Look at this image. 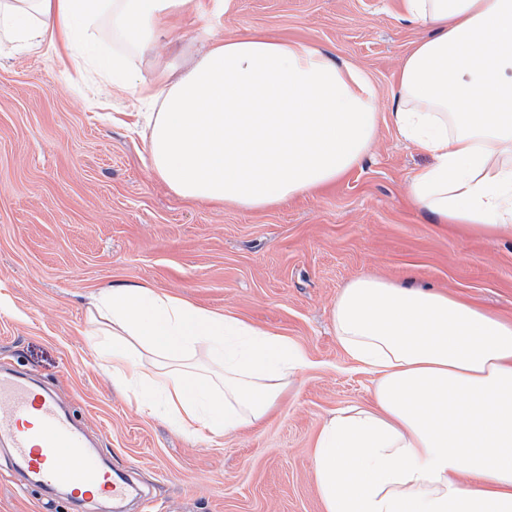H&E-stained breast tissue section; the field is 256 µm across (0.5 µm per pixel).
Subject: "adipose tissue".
Here are the masks:
<instances>
[{"instance_id":"ef3b65f1","label":"adipose tissue","mask_w":512,"mask_h":512,"mask_svg":"<svg viewBox=\"0 0 512 512\" xmlns=\"http://www.w3.org/2000/svg\"><path fill=\"white\" fill-rule=\"evenodd\" d=\"M187 0H0V37L84 49L108 86L137 89L156 174L180 198L264 209L358 167L378 130L369 74L303 42L211 39L150 82L126 51L176 39ZM429 27L406 55L389 120L433 161L410 179L438 224L512 237V0H402ZM122 50L90 39L103 21ZM95 344L142 409L217 438L264 422L310 361L294 341L146 285L90 298ZM372 377L368 403L320 428L323 512H512V321L444 292L363 275L331 311Z\"/></svg>"}]
</instances>
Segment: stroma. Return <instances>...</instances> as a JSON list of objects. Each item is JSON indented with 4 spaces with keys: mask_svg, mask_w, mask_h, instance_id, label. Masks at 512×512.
<instances>
[{
    "mask_svg": "<svg viewBox=\"0 0 512 512\" xmlns=\"http://www.w3.org/2000/svg\"><path fill=\"white\" fill-rule=\"evenodd\" d=\"M180 40L128 56L131 70H186L210 36L268 32L368 72L379 126L363 163L325 190L246 210L176 196L154 172L149 105L49 43L0 41V363L49 388L92 449L141 495L123 512H322L314 439L336 410L368 402L370 377L340 348L336 297L373 274L443 290L512 318V238L458 234L415 209L410 176L431 156L389 122L400 66L426 29L401 0L188 4ZM147 284L298 343L312 362L259 427L212 442L138 409L92 350L88 298ZM0 512H116L30 487L0 444Z\"/></svg>",
    "mask_w": 512,
    "mask_h": 512,
    "instance_id": "35a3bbf8",
    "label": "stroma"
}]
</instances>
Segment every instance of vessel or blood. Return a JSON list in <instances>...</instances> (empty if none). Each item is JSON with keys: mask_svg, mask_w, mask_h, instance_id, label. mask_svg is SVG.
<instances>
[{"mask_svg": "<svg viewBox=\"0 0 512 512\" xmlns=\"http://www.w3.org/2000/svg\"><path fill=\"white\" fill-rule=\"evenodd\" d=\"M0 440L13 448L38 485L61 486L76 497L95 492L114 500L132 492L91 451L83 429L61 412L50 391L1 365Z\"/></svg>", "mask_w": 512, "mask_h": 512, "instance_id": "b4317fda", "label": "vessel or blood"}]
</instances>
